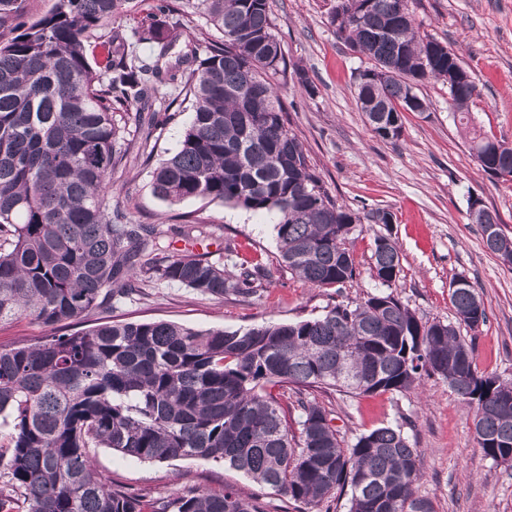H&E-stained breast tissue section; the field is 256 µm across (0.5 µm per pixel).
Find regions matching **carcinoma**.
<instances>
[{"mask_svg":"<svg viewBox=\"0 0 512 512\" xmlns=\"http://www.w3.org/2000/svg\"><path fill=\"white\" fill-rule=\"evenodd\" d=\"M347 0L336 34L371 62L357 102L383 139L401 136L402 111L422 107L416 89L448 73L441 42L415 31L414 0ZM128 0H56L47 14L0 37V323L30 317L68 325L165 281L203 296L250 295L260 263L232 250L225 263L189 250L170 255L154 224L112 210V176L129 151L118 120L132 104L150 160L158 114L194 97L178 149L152 171L154 193L169 203L210 199L274 212L277 248L288 269L315 288H342L357 275L348 247L356 214L339 204L311 169L288 128L269 75L287 74L269 0H179L223 42L200 58L185 52L148 67L134 45L158 58L178 40L152 22L126 34L105 30ZM22 0H0V23L22 16ZM108 45L106 73L85 41ZM391 70L371 79L378 66ZM448 105L470 120L469 89L448 90ZM491 165L512 175V144ZM376 278L401 272L397 244L375 239ZM239 269L235 273L229 267ZM458 319L476 329L487 318L473 285L451 289ZM436 375L475 406L477 444L494 462L512 455V383L478 372L473 348L454 326L422 323L390 293L338 304L321 316L246 329L196 330L171 321L105 322L36 344L0 348V423L10 426L0 465V512H269L226 485L185 488L166 499L98 479L87 449L102 445L148 462H222L254 482L317 507L350 490L347 512H435L416 494V451L401 429L363 433L345 443L313 388L356 398L402 393Z\"/></svg>","mask_w":512,"mask_h":512,"instance_id":"1","label":"carcinoma"}]
</instances>
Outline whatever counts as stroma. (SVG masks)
I'll return each instance as SVG.
<instances>
[{
	"label": "stroma",
	"mask_w": 512,
	"mask_h": 512,
	"mask_svg": "<svg viewBox=\"0 0 512 512\" xmlns=\"http://www.w3.org/2000/svg\"><path fill=\"white\" fill-rule=\"evenodd\" d=\"M271 19L288 62L278 93L290 128L303 145L311 168L338 203L360 218L349 247L359 271L343 293L312 288L293 276L278 256L275 216H259L203 198L171 204L159 199L151 172L177 148L192 119L190 103L163 114L164 133L151 163L129 157L112 181V206L143 224H158L176 237L185 220L208 237L211 261L226 248H239L262 264L267 286L249 296L215 298L163 281L139 295L113 301L110 321L169 320L200 329L249 328L296 322L322 315L342 299L379 292L374 276V240L389 237L400 249L401 272L390 290L422 321L453 324L471 343L480 373L512 382V266L484 246L469 217L471 199H481L512 235V180L490 176L469 151L464 130L448 107V84L430 80L418 95L425 111L404 113L399 138L385 140L372 130L355 103L356 75L367 65L336 36V0H269ZM420 35L447 44L471 73L480 92L470 107L477 126L512 144V0H417ZM166 26L180 38L174 53L205 55L219 32L204 19L170 13ZM315 85L306 94L299 78ZM384 210L391 221L377 224L370 213ZM466 277L483 297L487 320L469 329L457 319L450 285ZM346 442L377 427L401 425L416 448L422 478L419 496L436 512H512V465L484 457L473 433L474 409L439 377L423 378L406 393H380L354 400L339 392L322 396ZM94 469L105 481L135 492L166 497L178 489L232 485L243 494L277 505L278 512L301 506L223 464L203 459L143 462L112 449H90Z\"/></svg>",
	"instance_id": "35a3bbf8"
}]
</instances>
